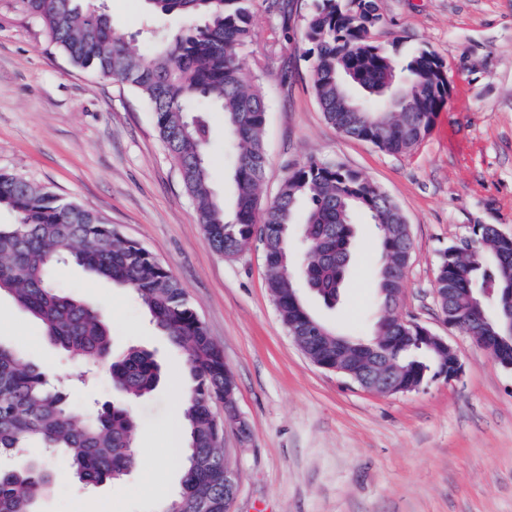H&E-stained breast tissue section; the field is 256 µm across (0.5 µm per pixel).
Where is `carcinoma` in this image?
<instances>
[{"label": "carcinoma", "mask_w": 512, "mask_h": 512, "mask_svg": "<svg viewBox=\"0 0 512 512\" xmlns=\"http://www.w3.org/2000/svg\"><path fill=\"white\" fill-rule=\"evenodd\" d=\"M150 4L158 16L179 13L202 23L174 42L160 41L144 59L130 51L126 35L107 17L82 9L80 0H18L19 8L42 25L74 65L121 81L148 102L159 138L216 251L239 253L254 226L265 225L267 288L278 300L285 326L314 319L303 300L304 289L325 306L336 305L349 266L343 259L352 257L355 247L359 212L377 226L387 225L378 231L383 262L376 281L379 306H385V290L392 287L389 255L407 247V236L398 229L404 214L390 196L355 170L311 159L288 173L273 201L261 204L267 106L258 87L244 76L240 58L254 36L252 0ZM381 22L379 0H313L302 40L313 58L314 90L324 119L347 137L404 154L426 137L434 114L444 107L448 69L427 50L396 62L374 40ZM200 101L224 114L225 136L236 154L230 214L210 183L208 111L190 110ZM190 111L194 115L189 118ZM2 207L17 220L0 224V294L40 320L48 340L65 352L86 362L108 363L120 399L78 413L40 366L0 342V457L42 448L84 486L120 481L136 463L139 424L131 403L158 387L161 366L151 352L138 347L112 356L104 311L53 282V268L71 263L130 291L156 330L172 347L185 351L183 372L190 384L180 395L183 447L177 449L184 469L182 488L161 512H184L199 502L209 503L210 512H224V452L215 446L224 425L211 412L212 403L224 394V354L208 336L184 287L150 251L121 236L102 216L26 179L0 172ZM298 213L301 222L296 224ZM278 224L302 228L305 255L300 260L291 258L288 245H280ZM472 235L480 249L443 252L436 276V287L457 289L454 309L464 317L470 313L469 292L483 283L505 295L512 291V246L502 244L490 224L474 225ZM507 323L508 313L497 304L474 338L509 357ZM396 350L406 393L450 360L438 346L417 349L406 338L398 340ZM51 481L44 466L0 470V512H38Z\"/></svg>", "instance_id": "cac0c4a2"}]
</instances>
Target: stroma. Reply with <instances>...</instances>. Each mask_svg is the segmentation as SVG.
<instances>
[{
  "label": "stroma",
  "instance_id": "obj_1",
  "mask_svg": "<svg viewBox=\"0 0 512 512\" xmlns=\"http://www.w3.org/2000/svg\"><path fill=\"white\" fill-rule=\"evenodd\" d=\"M311 5L288 0L283 13L254 0L256 34L241 61L246 75L259 76L267 103L260 200L271 202L289 170L311 159L356 170L391 196L413 241L398 312L447 338L463 365L458 379L378 395L312 364L266 288L262 244L233 258L210 246L148 103L128 85L73 65L15 0H0V172L98 212L182 283L224 353L250 425L248 439L231 430L223 436L239 472L231 512H512V372L472 336L445 327L434 298L441 252L472 225L512 234V0H381L376 42L398 59L433 52L451 80L430 132L403 155L342 136L325 121L301 40ZM95 6L144 57L188 25L180 15L153 14L146 0ZM211 122V186L229 207L235 156L222 114ZM356 221L359 246L338 304L327 308L309 294L304 301L336 334L365 340L380 314L381 251L375 225L362 214ZM53 278L106 310L114 352L153 350L169 379L135 405L136 446L154 449L152 468L82 489L49 461L54 482L39 512H160L182 478L173 381L184 354L155 333L128 290L73 265L56 267ZM0 312V341L67 382L73 404L112 400L104 364L49 344L40 323L8 296Z\"/></svg>",
  "mask_w": 512,
  "mask_h": 512
}]
</instances>
